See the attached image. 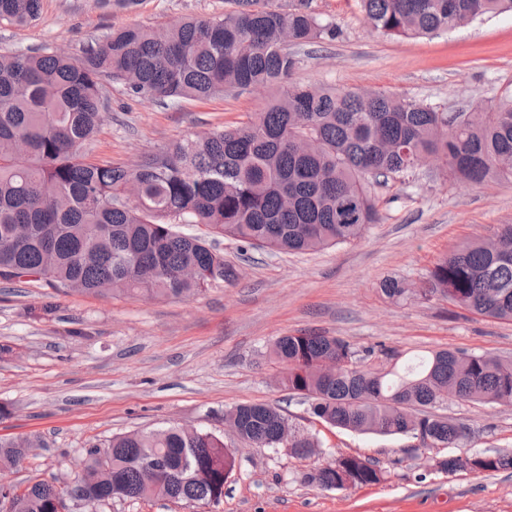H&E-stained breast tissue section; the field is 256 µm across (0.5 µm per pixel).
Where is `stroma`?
<instances>
[{"label":"stroma","instance_id":"35a3bbf8","mask_svg":"<svg viewBox=\"0 0 512 512\" xmlns=\"http://www.w3.org/2000/svg\"><path fill=\"white\" fill-rule=\"evenodd\" d=\"M308 6L338 36L297 48L291 82L384 91L441 112L467 109L476 97L494 104L512 96L511 14L434 36L395 38L373 30L357 0H308ZM233 8L232 0H141L132 9L43 0L35 23L0 22V52L49 47L78 58L112 30L162 27ZM270 95L248 89L164 107L116 84L86 152L132 164L173 141L239 125ZM375 194L379 222L361 238L324 250L270 253L213 238L240 278L186 300L63 294L43 282H0V438L31 436L39 444L37 457L5 473V481L22 487L67 476L83 449L129 431L178 425L231 444L225 411L264 403L314 435L319 455L299 459L284 448L243 446L220 502L117 500L105 512H512V469L442 471L435 460L444 449L323 424L277 381L280 368L268 348L304 330L360 348H451L512 361V321L425 293L439 260L512 224V179L472 187L424 167L416 179L388 181ZM386 279L403 281L410 295L386 297L380 290ZM47 301L56 305L48 316L40 310ZM438 412L468 427L461 451L512 454V405L451 399ZM342 454L379 460L383 480L331 490L303 482L305 472Z\"/></svg>","mask_w":512,"mask_h":512}]
</instances>
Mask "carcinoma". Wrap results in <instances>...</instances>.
<instances>
[{"mask_svg": "<svg viewBox=\"0 0 512 512\" xmlns=\"http://www.w3.org/2000/svg\"><path fill=\"white\" fill-rule=\"evenodd\" d=\"M374 30L416 37L512 12V0H358ZM219 17L163 28L132 25L107 33L80 58L50 48L0 52V280L44 282L57 291L184 298L238 279L236 268L203 236L252 248L305 253L347 243L379 221L372 186L409 178L428 157L447 158L448 176L483 185L512 176V98L475 100L444 113L384 92L288 83L293 46L336 37L296 0H235ZM42 0H0V21L39 19ZM291 46H284L287 38ZM163 106L230 89L281 87L241 125L175 141L134 165L92 161L83 152L103 120L112 83ZM393 299L411 293L389 279ZM428 292L474 313L512 321V224L493 239L465 242L436 264ZM270 357L282 385L338 429L382 436L428 433L433 447L456 448L468 428L434 416L443 394L461 401L512 404V362L487 352L435 350L406 357L359 349L337 336L304 332L277 338ZM286 418L267 404L224 412L236 439L282 448ZM292 455L318 454L299 427ZM27 437L0 439V470L29 457ZM153 458L162 473L147 476ZM233 446L207 431L168 427L112 437L84 449L69 480L27 486L19 512H61L69 488L94 512L113 500L220 501L236 467ZM444 471L497 472L512 455L464 452L437 459ZM303 482L341 489L381 482L374 461L341 456L306 472Z\"/></svg>", "mask_w": 512, "mask_h": 512, "instance_id": "1", "label": "carcinoma"}]
</instances>
